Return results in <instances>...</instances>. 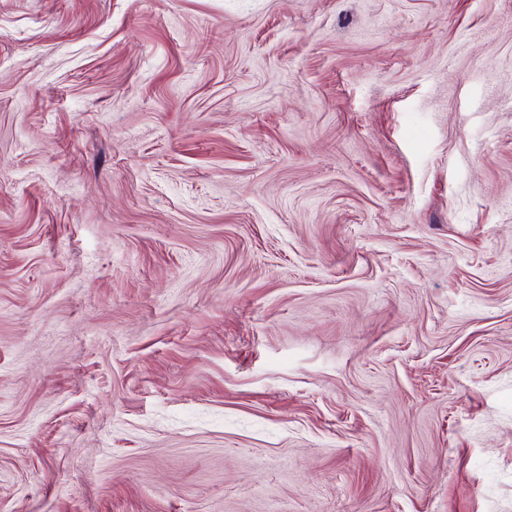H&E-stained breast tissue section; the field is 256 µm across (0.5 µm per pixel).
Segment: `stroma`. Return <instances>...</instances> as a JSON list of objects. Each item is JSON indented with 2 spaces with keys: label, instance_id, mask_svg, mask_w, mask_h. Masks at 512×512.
Masks as SVG:
<instances>
[{
  "label": "stroma",
  "instance_id": "obj_1",
  "mask_svg": "<svg viewBox=\"0 0 512 512\" xmlns=\"http://www.w3.org/2000/svg\"><path fill=\"white\" fill-rule=\"evenodd\" d=\"M0 512H512V0H0Z\"/></svg>",
  "mask_w": 512,
  "mask_h": 512
}]
</instances>
